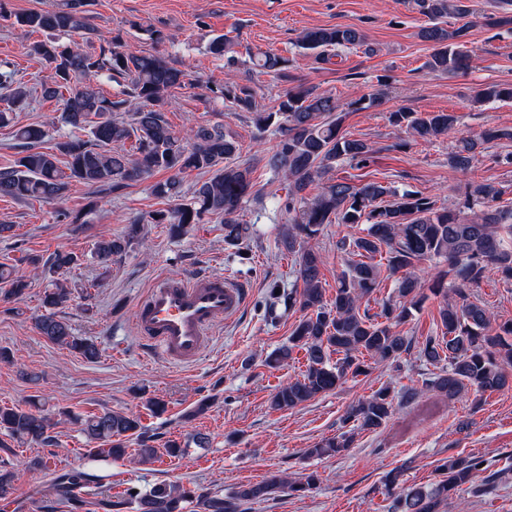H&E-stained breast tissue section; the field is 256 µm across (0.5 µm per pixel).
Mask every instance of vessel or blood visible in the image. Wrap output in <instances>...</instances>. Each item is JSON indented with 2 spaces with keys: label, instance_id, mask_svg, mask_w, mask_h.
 I'll use <instances>...</instances> for the list:
<instances>
[{
  "label": "vessel or blood",
  "instance_id": "obj_1",
  "mask_svg": "<svg viewBox=\"0 0 512 512\" xmlns=\"http://www.w3.org/2000/svg\"><path fill=\"white\" fill-rule=\"evenodd\" d=\"M248 296L242 281L208 273L159 277L136 304V329L166 361L195 364L213 342L215 324L236 315Z\"/></svg>",
  "mask_w": 512,
  "mask_h": 512
}]
</instances>
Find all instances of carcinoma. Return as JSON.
<instances>
[{"mask_svg": "<svg viewBox=\"0 0 512 512\" xmlns=\"http://www.w3.org/2000/svg\"><path fill=\"white\" fill-rule=\"evenodd\" d=\"M84 0H67L54 10H36L15 16L21 27L40 30L46 38L34 43L30 53L50 70L41 84V95L61 105V121L87 133L83 139L66 135L47 150L43 143L48 130L38 124L19 125L15 113L31 103V92L18 83L11 70L0 73V127L12 126L18 152L12 165L0 169V197L16 201L60 200L68 186L81 183L94 192H112L145 179L158 171L170 173L153 186L161 197L176 198L181 193V175L197 172L205 180L195 186L193 201L151 215L154 224L170 225L179 237L192 224H201L210 216L224 223V244L240 245L249 236L250 225L242 222V205L254 187L252 167L239 161L240 144L219 126L192 127L186 137L175 135L164 112L168 97L188 84L189 74L170 58L125 49L113 40L102 38L98 50L88 52L79 42L64 45L59 36L70 33H94L82 10ZM431 23L421 29L420 37L431 44L424 67L430 73L456 76L470 66L471 55L466 23L448 28L445 19L474 15L471 0H416ZM364 43L359 30L351 26L316 27L300 36L297 47L328 61L331 51ZM208 52L231 67V39L212 38ZM252 65L267 74L283 78L290 59L273 52L249 55ZM125 83L122 97L100 95L93 87L97 77ZM214 98L235 111L250 112L260 130L275 127L279 133L276 150L267 167L288 182L285 197L278 208L286 232L280 248L295 256V288L283 296L288 308L302 315L288 339V346L273 353L268 364L276 366L289 358L294 349L305 352L307 369L302 378L276 388L271 404L277 410H291L318 395L335 390L348 378L363 373L357 355L367 353L381 363L397 364L411 348V340L394 328L402 323L410 309L420 306V292L414 269L433 260L446 262L447 269L433 280L431 292L442 296L439 317L442 335L429 336L419 350L421 358L441 365L440 372L422 388L402 389L401 398L414 402L429 388L454 397L466 388L478 394L512 385V321L496 323L495 316L479 301L471 299V289L479 287L488 274L512 282V207L497 205L503 195L494 182H469L465 185L463 206H480L471 219H464L455 207H436L418 191L384 186L378 182L356 185L328 174L340 160L357 167L366 166L373 147L361 139L341 132L342 115L336 99L302 86L287 88L271 110L258 108L253 90L227 83L210 88ZM512 100V85H489L476 93L475 103ZM389 121L404 126L422 141L431 142L451 132L458 123L454 112H415L403 109L389 113ZM512 140V130L489 129L478 138L461 137L448 154V163L467 170L477 150L490 141ZM132 140L133 153L114 149ZM316 187L311 196L303 192ZM392 201L385 204L383 198ZM345 224L351 228L365 225L362 233L344 236L336 250L344 254V268L336 280V293L325 299L321 269V251L310 245L325 224ZM140 220L126 234L102 238L96 242L95 255L106 263L140 240ZM385 253V263L373 262L374 255ZM80 257L57 251L46 262L53 273L79 265ZM396 277L398 300L389 301L381 311L370 314L361 308L384 280ZM0 284L7 287L3 298L24 294L31 281L19 271L0 265ZM68 292L61 284L48 289L44 306L50 312L35 321V327L49 341L64 346L87 361L99 357L97 343L73 333L67 319L54 309L66 301ZM338 358H332V355ZM396 411L390 387H381L368 398L352 403L341 418L336 435L308 449L312 457L336 455L351 447L358 431L375 432L383 428ZM75 420L89 441L105 444L90 448L95 456L119 459L126 454V440L137 436L141 455L152 459L157 449L147 444L138 416L109 409ZM52 422L41 414L37 404L28 409L0 408V432L17 442L34 441L45 447L55 445ZM485 460L476 457H448L436 471L438 480L429 486H402L403 469L391 471L386 485L400 487L391 505L392 512H445L448 497L461 485L473 482L483 470ZM17 472L10 462H0V500L13 493ZM88 480L87 474L72 470L58 476L52 492L59 499L81 502L77 494ZM316 477L289 481L272 475L265 481L243 486L230 499L221 495L204 496L180 484H158L146 492L134 488L116 500L105 494L100 499L102 512H186L189 505H202L205 512H238V502L263 499L284 490L306 491L314 488Z\"/></svg>", "mask_w": 512, "mask_h": 512, "instance_id": "cac0c4a2", "label": "carcinoma"}]
</instances>
